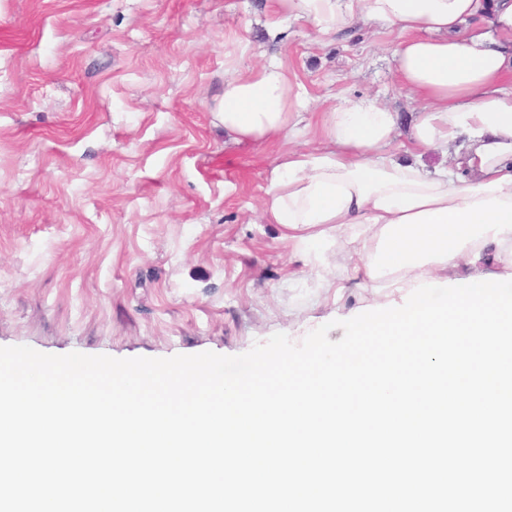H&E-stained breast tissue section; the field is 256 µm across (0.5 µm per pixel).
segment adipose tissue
<instances>
[{"mask_svg":"<svg viewBox=\"0 0 512 512\" xmlns=\"http://www.w3.org/2000/svg\"><path fill=\"white\" fill-rule=\"evenodd\" d=\"M269 21H298L336 34L355 21L399 36L400 83L420 101L406 159L389 152L396 116L376 100L323 112V146L297 147L309 99L282 61L242 73L229 63L219 118L237 143L288 141L269 172L267 223L303 244L336 240L322 287L345 279L352 260L370 288L391 276L419 285L439 271L486 259L512 266V0H273ZM469 141L453 167L428 169L425 155Z\"/></svg>","mask_w":512,"mask_h":512,"instance_id":"adipose-tissue-1","label":"adipose tissue"}]
</instances>
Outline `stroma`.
I'll return each mask as SVG.
<instances>
[{"label": "stroma", "instance_id": "35a3bbf8", "mask_svg": "<svg viewBox=\"0 0 512 512\" xmlns=\"http://www.w3.org/2000/svg\"><path fill=\"white\" fill-rule=\"evenodd\" d=\"M271 0H0V347L115 358L234 356L277 332L383 306L406 288L321 287L330 244L266 223L282 145L225 141L217 112L238 38L280 57L312 101L375 98L402 154L420 104L395 32L270 30Z\"/></svg>", "mask_w": 512, "mask_h": 512}]
</instances>
